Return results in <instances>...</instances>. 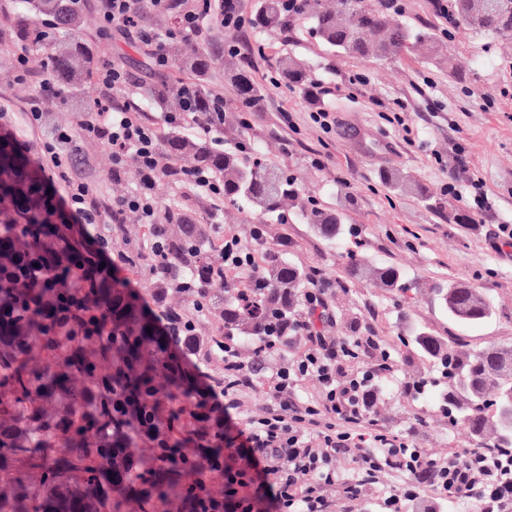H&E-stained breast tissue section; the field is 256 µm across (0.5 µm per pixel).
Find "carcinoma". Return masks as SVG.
<instances>
[{
  "label": "carcinoma",
  "instance_id": "cac0c4a2",
  "mask_svg": "<svg viewBox=\"0 0 512 512\" xmlns=\"http://www.w3.org/2000/svg\"><path fill=\"white\" fill-rule=\"evenodd\" d=\"M455 18L475 31L490 37L512 33V0H451ZM14 22L0 29V48L6 50L26 45L29 37L48 50L47 68L55 78L58 93L78 95L95 67L92 50L80 41L62 52L54 46L63 33L76 32L84 25L73 0H12ZM309 21L311 33L319 42L341 53L356 54L385 61L412 49L435 55L436 33L426 29L406 28L390 18L383 4L367 5L365 0H298L296 11L286 15L283 0H257L255 24L269 31H284L289 18ZM172 52L179 65L190 71L189 84L193 111H214V54L177 42ZM281 81L303 89L308 83V64L285 57L280 61ZM234 80L238 107L255 105L258 88L249 74L237 69ZM142 97L160 108L173 106L184 110L187 101L181 84L145 85ZM170 157L184 165L202 163L224 182V199L241 204L262 223L279 220L285 208L297 201V178L258 154L242 155L240 148H218L210 141L196 140L178 131L166 142ZM25 158L10 146H0V204L15 199L29 180ZM392 187L411 194L430 208L440 210L437 202L416 178L396 171L387 176ZM316 234L332 242L346 234L345 218L338 209L310 208L302 212ZM167 224H179L177 233H166L165 249L174 264V273L192 284L224 285L206 257L201 233L190 215L174 205L163 214ZM346 271L366 274L381 287L405 291L403 271L391 264L366 266L357 252H347ZM310 273L302 266L273 254L267 257L259 274L240 288L224 289L222 320L224 335L237 336L253 344L295 319L300 306V289L309 282ZM440 309L451 322L474 326L488 321L493 310L488 300L475 288L448 283L434 288ZM122 293L120 284L101 288L95 302L102 307L98 330L112 331L123 338L119 354L134 360L124 373L107 372L112 349L106 337H98V348L90 358L85 348L90 336H75L68 362L59 368L39 366L21 357L9 340L14 326L0 322V479L13 488L12 512H99L100 505L113 501L115 512L129 501L139 503L141 512H151L157 499L170 495L174 484L184 488L181 496L184 512H196L199 497L189 490L186 476H198L207 464L204 458H185L180 449L186 442L173 439L167 447L157 448L141 465L140 478L130 479L122 458L112 454V436L116 430L128 432L150 419V411L128 414L119 397L147 398L154 394L156 379H166L167 392L186 400L195 399L199 409L204 401L197 398L192 380L179 375L177 361L166 354L157 337L153 320L143 309L138 295L124 294L119 312L105 309L109 296ZM17 298L29 304L27 314L34 321H45V312L36 305L32 288L17 289ZM400 343L420 353L438 369H447L445 385L436 390L441 409L450 413L449 424H462L482 439L489 428L488 411L494 412L493 444L512 447V434L499 422L500 395L512 389V346H490L463 351L455 338L434 336L420 328L400 339ZM64 395L69 403L66 417L45 420L35 407L38 401ZM94 397L99 411L85 416V405ZM49 424L54 433L50 452L43 446L42 429ZM23 463L24 469L16 468Z\"/></svg>",
  "mask_w": 512,
  "mask_h": 512
}]
</instances>
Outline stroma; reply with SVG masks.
<instances>
[{"mask_svg": "<svg viewBox=\"0 0 512 512\" xmlns=\"http://www.w3.org/2000/svg\"><path fill=\"white\" fill-rule=\"evenodd\" d=\"M76 8L85 20L79 36L93 46L98 60L110 59L139 72L143 47L101 37L90 0H77ZM395 20L440 33L441 48L450 53L451 65L436 64L412 50L388 61L338 53L314 39L303 19L278 33L250 25L237 29L216 24L204 42L220 61L214 83L225 103L237 100L229 75L235 67H246L262 89L250 116L251 128H242L239 113L231 111L224 115L223 128L208 134L229 145L251 140L257 151L295 174L303 200L342 209L349 236L326 241L295 211L268 225L266 239L256 242L251 236L254 219L241 205L218 203L199 194L190 209L210 245L212 263L221 261L223 234L233 233L255 254L283 252L307 270L318 271L320 282L332 290L335 334L349 336L371 328L393 352L394 368L384 380L385 398L376 416L379 428L398 433L418 425V447L436 455L448 448H477L481 442L467 428L450 425L436 398L411 399L402 393V384L422 375L435 376L436 370L398 343L409 326L421 324L434 335L457 338L468 350L512 345V262L495 254L486 241L493 225L512 224V39L496 40L463 23L450 35H442L430 0H405V10ZM230 45L238 47V55H228ZM46 56L42 46L31 45L30 76L20 81L15 77L13 52L0 50V109L11 112L20 138L34 145L56 131L77 127L83 111L94 107L98 97L92 82L78 97L41 96L48 76ZM286 56L308 62L316 97L272 85L277 63ZM356 74L364 75V83L353 82ZM35 97L41 100L43 121L32 132L25 124V112ZM396 101L407 110L402 126L388 120ZM320 107L336 119L330 131L309 119L310 112ZM284 112L292 114V125L282 123ZM458 143L464 148L460 155L454 151ZM78 146L74 168L94 182L104 200L134 187V169L112 179L108 145L85 139ZM318 155L324 156L325 167L313 166ZM464 168L483 180L495 201L491 211L466 225L448 220L451 210L467 211L465 199L444 191ZM394 170L416 177L430 194L442 199V210H430L393 191L386 176ZM352 248L370 264L401 268L413 286L410 298L389 293L372 279L349 275L345 255ZM445 281L479 289L493 308L492 319L477 326L449 321L433 295L434 286Z\"/></svg>", "mask_w": 512, "mask_h": 512, "instance_id": "stroma-1", "label": "stroma"}]
</instances>
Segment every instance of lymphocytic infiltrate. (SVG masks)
Segmentation results:
<instances>
[{"mask_svg": "<svg viewBox=\"0 0 512 512\" xmlns=\"http://www.w3.org/2000/svg\"><path fill=\"white\" fill-rule=\"evenodd\" d=\"M99 32L114 34L151 46L156 33L137 27L141 0H95ZM153 6L178 14L172 40L197 43L206 39L211 20L221 26L243 27V16L213 17L212 0H151ZM135 78L116 62H102L96 85L102 99L86 113L74 130H60L37 148L20 140L8 113H0V140L21 152L32 151V195L0 207V291L34 288L51 301L55 311L52 342L45 331L31 325L21 306L0 309V320L17 326L24 354L44 348L65 353L71 338L89 319V298L97 289L121 282L135 287L139 271L135 250L119 248L124 213H139L150 229L149 254L153 258L147 277L161 284L155 302L162 308L155 316L163 347L189 371L206 412L179 397L156 401L152 422L121 437L122 452L135 478L144 460L143 449L156 448L170 435L168 416L178 412L181 431L191 437L209 436L211 430L226 434L221 462L197 478L201 498L213 504L211 512H334L337 500L353 502L374 490L383 473L394 472L402 481L389 495L380 497L381 512H410L422 499L472 498L478 512H507L512 505V448H451L437 457L426 455L416 444L415 428L393 434L378 429L376 409L382 394L378 383L393 370L394 359L373 331L333 336L329 329L336 312L327 288L304 289L303 319L295 321L289 341L296 348L286 364L256 382L255 371L242 359L239 341L228 336L221 349L224 376L201 372L185 355L181 335L196 332L209 307L206 285L178 284L163 249L165 227L154 194L165 176L191 184L199 193L223 199L224 184L203 165L161 164L159 131L129 103L114 101L115 92L133 85ZM94 139L112 150V176L120 178L128 161H135L136 186L128 195L105 202L95 186L72 171L79 138ZM226 283L257 275L252 249L235 234L221 240ZM181 287L189 302L181 308L162 304L163 288ZM314 380L317 392L300 398L297 390ZM263 387L267 400L256 406L244 425H237L245 396ZM344 455L352 463V477L336 465ZM222 493H215V484Z\"/></svg>", "mask_w": 512, "mask_h": 512, "instance_id": "lymphocytic-infiltrate-1", "label": "lymphocytic infiltrate"}]
</instances>
